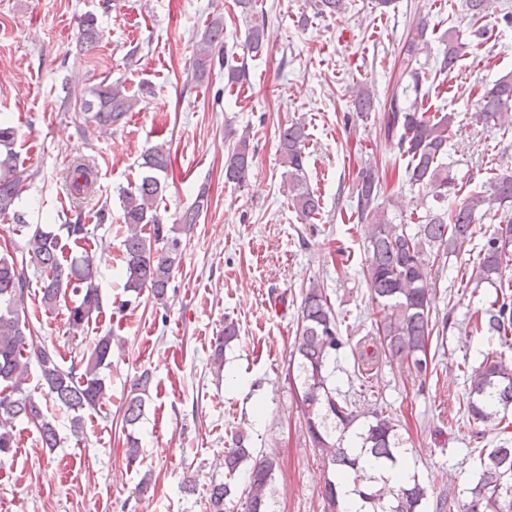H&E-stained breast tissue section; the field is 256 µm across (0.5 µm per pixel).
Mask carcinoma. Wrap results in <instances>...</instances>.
Here are the masks:
<instances>
[{"label":"carcinoma","instance_id":"cac0c4a2","mask_svg":"<svg viewBox=\"0 0 512 512\" xmlns=\"http://www.w3.org/2000/svg\"><path fill=\"white\" fill-rule=\"evenodd\" d=\"M469 16V34L483 36L478 23L494 14V0H465ZM346 8V0H316L317 14L337 15ZM428 22L418 17L405 40L401 53L404 67L397 80L408 77L411 83L394 90L383 105L380 126L388 140H397L400 155L408 158L406 181L423 192L420 206L423 215L418 223H395L388 208L379 203L380 178L372 168L357 174L354 213L358 221L369 227L366 264L363 275L372 303L379 308L376 337L359 345L360 356L372 360L384 354L407 365L419 375L429 368L428 346L435 323L430 313L427 286L431 274L430 259L444 254H459L472 240L476 225L488 214H500L504 227L492 234L479 253L477 283L494 285L502 281L506 266L512 261V168L499 166L482 191L457 200V180L442 162L448 152V139L454 124L450 113L432 115L422 110V77L412 66L417 55L428 46ZM80 36L85 46L94 48L101 31L94 15L81 21ZM463 34L448 31L442 55L437 59L439 71L455 68L466 43ZM224 43V21L214 18L194 52V75L204 79L214 67L213 47ZM266 44L264 23L251 22L247 28L246 47L259 53ZM140 97L128 94L119 83L100 82L88 98L82 99L84 124L89 130H103L119 125L139 103ZM354 111L374 112L373 92L365 85L352 90ZM476 121L488 128L512 124V76H503L484 91L478 100ZM19 129L8 119H0V216L12 215L17 224L24 223L16 210V200L32 173L21 160L16 146ZM306 124L293 121L281 128L280 163L284 192L288 203L302 221L320 212V196L306 180ZM253 163L249 137L236 142L225 165V178L238 185L247 182ZM171 166L170 153L162 144L148 148L140 164L139 181L121 190V223L125 231L122 249L126 260V291L139 295L148 291L158 304L166 303L168 288L179 268L185 248L182 234L208 208L206 190L198 192L194 204L185 211L179 223L162 224L157 213L163 198L165 182ZM73 195L94 184L93 167L77 161L68 174ZM152 225V236L143 228ZM20 244L0 249V457L17 447L15 422L25 420L34 426L44 448L60 445L56 425L43 413L41 400L52 401L72 412L71 432L83 435L82 413L96 411L104 400L106 379L102 370L112 365V333L98 337L93 346L82 353L78 363L64 367L60 354L49 348L29 323L25 309L32 282L39 284L40 304L46 310L64 305L68 332L76 334L89 324L93 315L101 313L102 297L98 269L87 253L65 255L66 248L80 247L93 231L87 224H28ZM473 330L482 335L508 338L512 331V306L502 302L475 315ZM238 337L233 323L224 325L212 351L213 364L224 362V345ZM344 345L338 327V316L323 289H306L301 301V326L294 339L293 353L301 379V405L306 432L312 447L318 451L326 475L321 491L322 512H350L348 503L337 490V480L368 464L375 466L393 462L400 453V439L395 419L384 413L373 416L367 428L356 434V445L346 433L356 420L353 411L342 405L328 387L330 362ZM39 370L43 399L27 391L30 364ZM81 373H76V370ZM151 375L145 371L131 384L122 405L125 425L135 426L144 414ZM512 406V364L502 357L488 356L470 374L468 420L485 423L499 413V408ZM251 461L243 496L236 497L235 486L213 482L208 488L209 512H226V506L241 502L243 512H273L270 485L277 461L271 456L256 457L244 447L243 439L224 454L227 475L234 476L245 461ZM361 512H423L428 499L427 487L418 482L400 487L392 498H385V488L375 485L355 487ZM448 512H512V458L504 460L501 449L493 448L481 460L476 482L463 501L448 502Z\"/></svg>","mask_w":512,"mask_h":512}]
</instances>
